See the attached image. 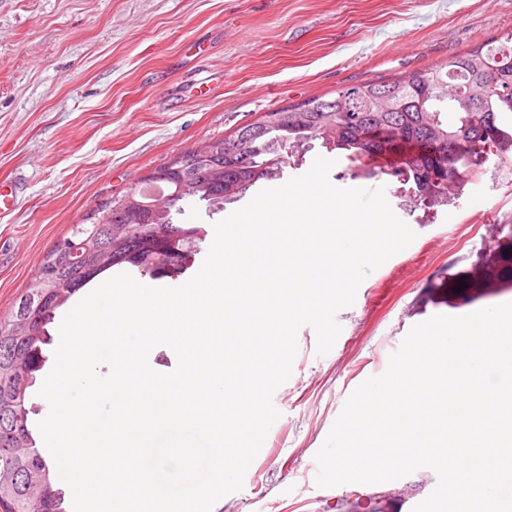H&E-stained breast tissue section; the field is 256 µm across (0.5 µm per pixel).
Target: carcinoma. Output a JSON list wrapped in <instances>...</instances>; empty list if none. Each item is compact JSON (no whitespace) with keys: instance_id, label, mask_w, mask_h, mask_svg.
Here are the masks:
<instances>
[{"instance_id":"cac0c4a2","label":"carcinoma","mask_w":512,"mask_h":512,"mask_svg":"<svg viewBox=\"0 0 512 512\" xmlns=\"http://www.w3.org/2000/svg\"><path fill=\"white\" fill-rule=\"evenodd\" d=\"M512 112V30L448 61L404 77L336 90L262 113L231 134L211 139L157 167L147 181L170 195L171 212L140 205L132 190L100 206L89 223L74 224L50 248L11 312L0 317V512H65L54 466L37 449L28 427V390L43 366L48 325L56 309L110 269L128 264L153 277L166 274L161 246L174 235L188 254L201 250L207 231L173 222L187 195L168 166L203 158L191 168L192 198L209 206L232 203L262 180L279 176L267 167L278 137L295 148L311 139H334L348 169L386 176L409 186L428 209L446 205L483 172L491 157L512 154V132L500 115ZM84 243L85 258L61 250L67 240Z\"/></svg>"}]
</instances>
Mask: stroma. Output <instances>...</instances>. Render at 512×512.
Segmentation results:
<instances>
[{
    "label": "stroma",
    "mask_w": 512,
    "mask_h": 512,
    "mask_svg": "<svg viewBox=\"0 0 512 512\" xmlns=\"http://www.w3.org/2000/svg\"><path fill=\"white\" fill-rule=\"evenodd\" d=\"M511 28L512 0H0V180L17 193L0 213V316L71 225L153 169L262 112L408 75ZM345 166L337 157L331 183L384 188L416 237L337 312L329 353L312 326L298 330L272 398L279 425L212 512H403L404 494L433 487L431 468L322 488L316 453L414 325L512 301L498 276L512 157L429 215L390 179Z\"/></svg>",
    "instance_id": "obj_1"
}]
</instances>
